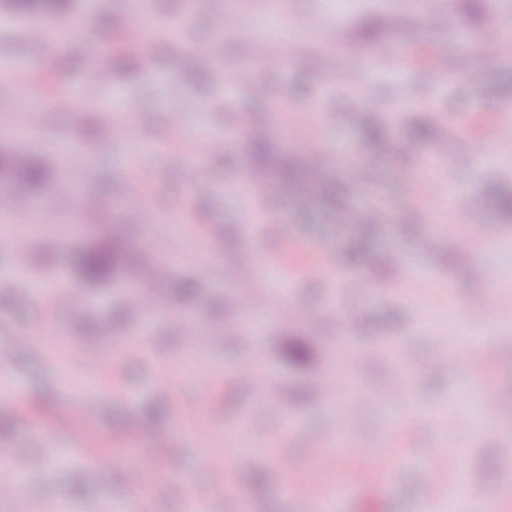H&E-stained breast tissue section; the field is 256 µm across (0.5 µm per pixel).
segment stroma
Listing matches in <instances>:
<instances>
[{
    "label": "stroma",
    "instance_id": "obj_1",
    "mask_svg": "<svg viewBox=\"0 0 512 512\" xmlns=\"http://www.w3.org/2000/svg\"><path fill=\"white\" fill-rule=\"evenodd\" d=\"M282 0L274 30L244 25L214 40L219 14H267L268 0H97L104 25H83V0L66 20L75 29L66 48L32 44L15 27L23 14L0 10V161L24 144L46 176L37 192L0 181V212L34 199L36 213L56 223L31 226L25 254L8 248L21 227L0 223V453L28 449L48 459L40 483L25 490V512H111L125 502L138 462L161 467L178 457L187 481L161 497H143L141 512H186L189 496L209 512H308L314 481L332 512H450V488L476 496L495 491L512 454V212L497 193L512 192V155L491 143L512 118V50L483 47L473 63L481 89L458 73L437 75L418 50L455 54L458 32H478L493 19L512 21V0H482L479 13L448 9L436 0ZM150 14L157 29L180 30L197 48L195 61L180 42L149 39L153 75L113 71L110 84H92L83 64L98 57L111 68V44ZM412 49L409 66L372 65L374 38ZM281 59L279 76L258 70L236 88L232 74L257 43ZM381 106H367L370 97ZM135 119L137 142L119 136L113 104ZM320 123L319 147L335 161L321 172L306 165V148L281 121L284 106ZM182 117L170 134L171 114ZM467 121L472 145L459 153L457 131ZM236 130L234 154H203L204 139ZM262 130L265 153L253 151ZM440 156H432V147ZM90 162L80 175L81 203L63 198L55 182L63 149ZM147 153L154 170L141 194L132 166ZM362 168L346 176L347 164ZM296 180L278 177L282 166ZM266 172L271 186L255 203L263 223L242 205L245 170ZM471 237L467 256L454 249ZM112 259L111 276L86 281L84 254ZM406 254L413 276L396 259ZM41 283L32 294L30 281ZM148 288L156 305L151 324L125 305L129 285ZM66 288L84 296L66 309L48 293ZM465 304L451 327L426 321L443 309L442 290ZM494 299L503 316L491 318L477 298ZM252 301L259 333L247 330L239 301ZM359 309L356 325L339 322L336 305ZM486 335L472 348L471 333ZM395 342L400 356L383 350ZM116 356L106 373L102 360ZM251 360L263 376L287 384L292 401L260 403V384L233 383L230 373ZM482 366L483 388L509 406L496 432L475 429L459 400L463 373ZM349 376L366 401L353 413L315 398L319 376ZM211 380L209 390L198 386ZM406 384L408 425L387 423L376 398ZM115 388L117 397L107 394ZM90 404L91 446L111 454L106 469L91 468L71 450L68 411ZM298 418L284 428L285 413ZM141 422L140 438L130 421ZM349 446L332 465H318L338 432ZM464 450V473L419 472L449 449ZM293 464L296 492L284 494L276 455ZM404 464L403 484L387 483ZM231 473L219 484L217 473ZM360 489L351 500L332 498L337 482Z\"/></svg>",
    "mask_w": 512,
    "mask_h": 512
}]
</instances>
